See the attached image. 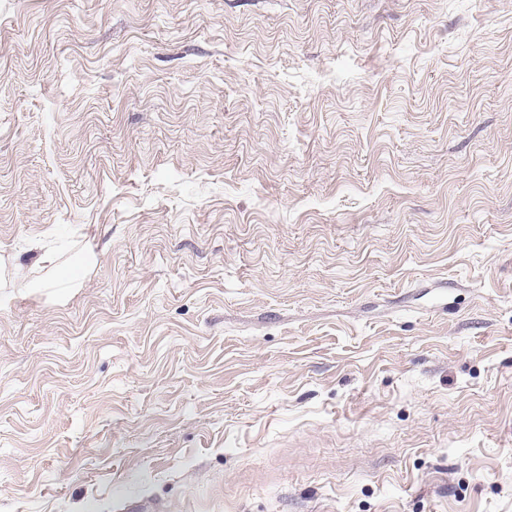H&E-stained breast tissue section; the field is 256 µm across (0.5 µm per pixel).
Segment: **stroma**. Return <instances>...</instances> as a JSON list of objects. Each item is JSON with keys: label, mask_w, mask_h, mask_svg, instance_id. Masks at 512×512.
Segmentation results:
<instances>
[{"label": "stroma", "mask_w": 512, "mask_h": 512, "mask_svg": "<svg viewBox=\"0 0 512 512\" xmlns=\"http://www.w3.org/2000/svg\"><path fill=\"white\" fill-rule=\"evenodd\" d=\"M0 276V512H512V0H0Z\"/></svg>", "instance_id": "35a3bbf8"}]
</instances>
